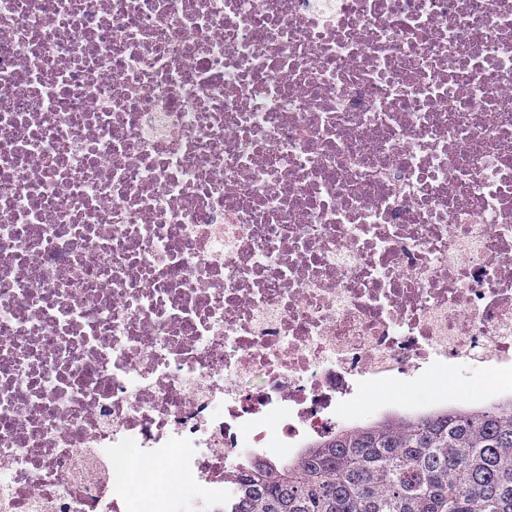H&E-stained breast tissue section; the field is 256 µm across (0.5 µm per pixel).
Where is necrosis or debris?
<instances>
[{
    "instance_id": "obj_1",
    "label": "necrosis or debris",
    "mask_w": 512,
    "mask_h": 512,
    "mask_svg": "<svg viewBox=\"0 0 512 512\" xmlns=\"http://www.w3.org/2000/svg\"><path fill=\"white\" fill-rule=\"evenodd\" d=\"M465 368L512 393V0H0V512H224ZM392 394V393H399V389L393 385L390 384L386 387H376V388H366L363 392L361 401L359 403V406L353 410L347 409L343 412V415L349 414V413H356L357 415L363 414L360 416L361 420L367 421L370 416L367 414L369 413L371 409V403L375 399V397L379 394Z\"/></svg>"
}]
</instances>
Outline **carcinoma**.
Returning <instances> with one entry per match:
<instances>
[{
    "instance_id": "1",
    "label": "carcinoma",
    "mask_w": 512,
    "mask_h": 512,
    "mask_svg": "<svg viewBox=\"0 0 512 512\" xmlns=\"http://www.w3.org/2000/svg\"><path fill=\"white\" fill-rule=\"evenodd\" d=\"M234 481L224 512H512V397L345 426Z\"/></svg>"
}]
</instances>
